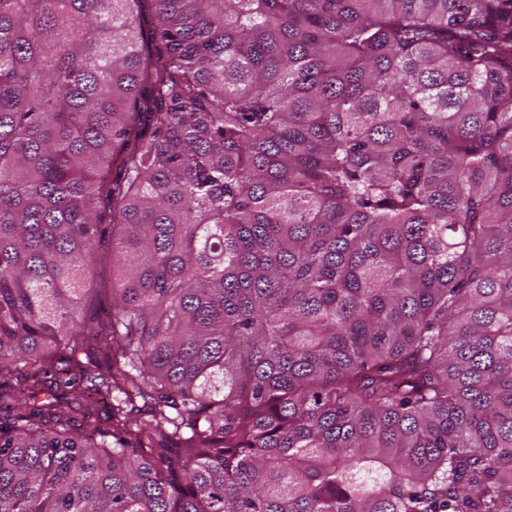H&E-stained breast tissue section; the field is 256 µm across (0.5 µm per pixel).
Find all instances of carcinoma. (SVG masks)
Returning a JSON list of instances; mask_svg holds the SVG:
<instances>
[{
    "mask_svg": "<svg viewBox=\"0 0 512 512\" xmlns=\"http://www.w3.org/2000/svg\"><path fill=\"white\" fill-rule=\"evenodd\" d=\"M0 512H512V0H0Z\"/></svg>",
    "mask_w": 512,
    "mask_h": 512,
    "instance_id": "cac0c4a2",
    "label": "carcinoma"
}]
</instances>
